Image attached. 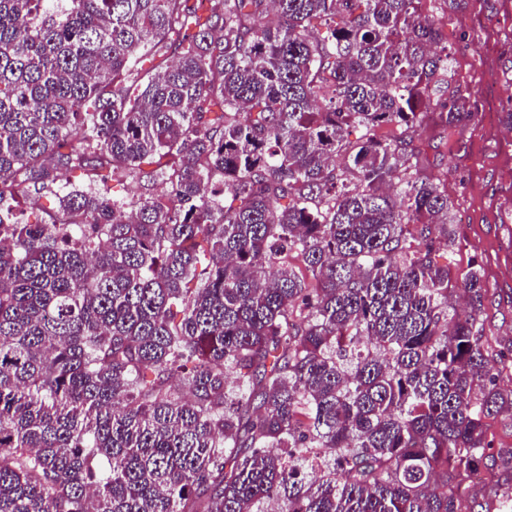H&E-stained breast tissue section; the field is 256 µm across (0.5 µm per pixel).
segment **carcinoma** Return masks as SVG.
<instances>
[{
    "label": "carcinoma",
    "instance_id": "1",
    "mask_svg": "<svg viewBox=\"0 0 512 512\" xmlns=\"http://www.w3.org/2000/svg\"><path fill=\"white\" fill-rule=\"evenodd\" d=\"M426 2L0 0V206L88 180L0 221V512H477L481 469L512 512ZM57 199L54 194H43L39 199L35 196L29 199H20L17 204H14L12 210V223L17 221L26 222L29 218L30 221L34 220L35 216L39 219L48 220L49 214L56 211Z\"/></svg>",
    "mask_w": 512,
    "mask_h": 512
}]
</instances>
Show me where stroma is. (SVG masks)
I'll return each mask as SVG.
<instances>
[{"mask_svg":"<svg viewBox=\"0 0 512 512\" xmlns=\"http://www.w3.org/2000/svg\"><path fill=\"white\" fill-rule=\"evenodd\" d=\"M437 18L473 117L460 130L428 125L421 148L432 173L447 176L459 235L448 267L461 279L481 266L485 332L498 337L512 366V125L505 121L512 112V0H463L459 11Z\"/></svg>","mask_w":512,"mask_h":512,"instance_id":"stroma-1","label":"stroma"}]
</instances>
